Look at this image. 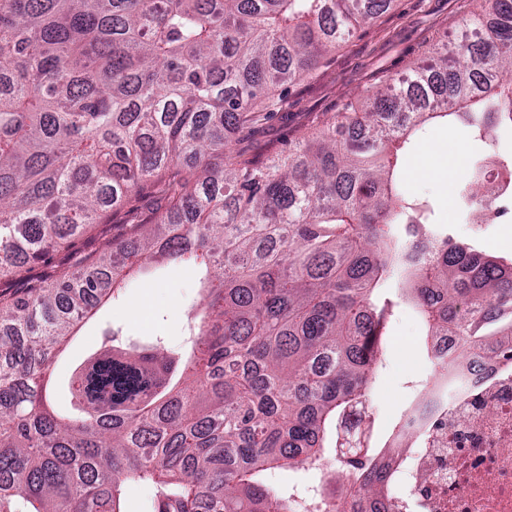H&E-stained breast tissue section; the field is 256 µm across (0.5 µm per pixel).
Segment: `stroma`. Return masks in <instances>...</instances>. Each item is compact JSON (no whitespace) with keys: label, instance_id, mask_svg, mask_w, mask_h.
Masks as SVG:
<instances>
[{"label":"stroma","instance_id":"stroma-1","mask_svg":"<svg viewBox=\"0 0 512 512\" xmlns=\"http://www.w3.org/2000/svg\"><path fill=\"white\" fill-rule=\"evenodd\" d=\"M486 7L485 0H395L371 25L342 42L325 64L297 84L280 88L273 106L261 108L257 121L233 135L234 151L247 158L283 152L303 137L318 133L347 102L365 96L379 81L397 79L441 41L459 38L462 28ZM428 148L443 162L438 170H428L424 164ZM481 149V143L472 141L468 132L426 125L404 158V188L412 196L430 200L438 218L457 239L501 256L512 252V222L460 223L456 198L448 192L466 174V160ZM160 273L156 280L129 281L119 298L104 305L83 326L53 363L54 373L64 374L85 347L100 343L103 327L110 324L123 327L130 336H163L179 343L184 309L198 299L195 280L173 264L162 266ZM422 339L417 313L411 305H402L383 345L368 399L374 421L369 444L374 449L390 442L395 425L432 378L434 365L422 348Z\"/></svg>","mask_w":512,"mask_h":512}]
</instances>
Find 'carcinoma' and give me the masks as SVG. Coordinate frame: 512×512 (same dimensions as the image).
<instances>
[{
    "label": "carcinoma",
    "instance_id": "obj_1",
    "mask_svg": "<svg viewBox=\"0 0 512 512\" xmlns=\"http://www.w3.org/2000/svg\"><path fill=\"white\" fill-rule=\"evenodd\" d=\"M393 0H0V512H296L271 485L319 470L365 404L388 319L410 292L426 348L512 367V256L449 236L406 194L401 159L435 119L483 140L512 127V0L445 54L349 102L341 123L267 160L231 135ZM478 155L459 215L504 210ZM102 252L47 285L60 245L154 191ZM190 266L183 343L121 338L51 364L144 264ZM303 512H394L385 466L348 457Z\"/></svg>",
    "mask_w": 512,
    "mask_h": 512
}]
</instances>
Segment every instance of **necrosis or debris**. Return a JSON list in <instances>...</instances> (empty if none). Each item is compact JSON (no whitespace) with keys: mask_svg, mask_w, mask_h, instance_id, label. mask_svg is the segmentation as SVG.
Here are the masks:
<instances>
[{"mask_svg":"<svg viewBox=\"0 0 512 512\" xmlns=\"http://www.w3.org/2000/svg\"><path fill=\"white\" fill-rule=\"evenodd\" d=\"M418 436L389 466L403 512H512V369L481 351L409 417Z\"/></svg>","mask_w":512,"mask_h":512,"instance_id":"obj_1","label":"necrosis or debris"}]
</instances>
